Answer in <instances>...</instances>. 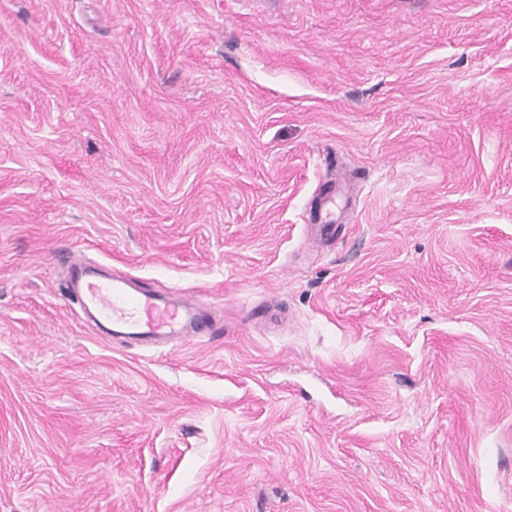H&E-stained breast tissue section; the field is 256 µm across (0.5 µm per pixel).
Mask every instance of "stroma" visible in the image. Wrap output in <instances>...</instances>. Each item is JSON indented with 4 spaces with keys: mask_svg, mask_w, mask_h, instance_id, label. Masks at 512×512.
<instances>
[{
    "mask_svg": "<svg viewBox=\"0 0 512 512\" xmlns=\"http://www.w3.org/2000/svg\"><path fill=\"white\" fill-rule=\"evenodd\" d=\"M0 512H512V0H0ZM332 189L325 188L319 197L316 205V219L314 227L322 235L333 238L336 234L335 218L331 207ZM70 295L81 306L93 307L104 322L147 332L184 326L193 307L187 299L170 306L152 290L130 292L122 280L115 278L89 279L80 290L70 291Z\"/></svg>",
    "mask_w": 512,
    "mask_h": 512,
    "instance_id": "stroma-1",
    "label": "stroma"
}]
</instances>
